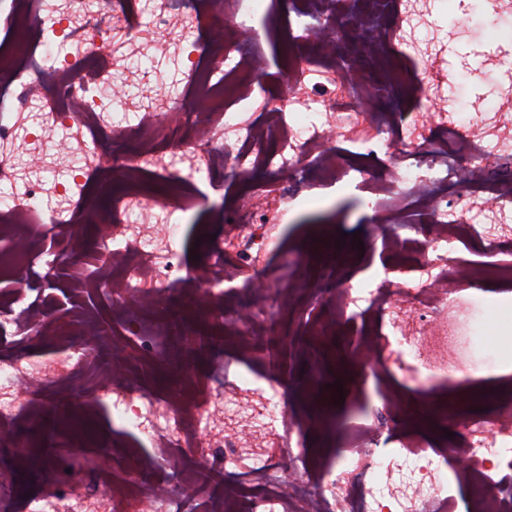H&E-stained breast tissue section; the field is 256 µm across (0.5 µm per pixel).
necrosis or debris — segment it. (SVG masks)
I'll return each instance as SVG.
<instances>
[{
  "mask_svg": "<svg viewBox=\"0 0 512 512\" xmlns=\"http://www.w3.org/2000/svg\"><path fill=\"white\" fill-rule=\"evenodd\" d=\"M415 16L399 0H0V273L12 287L0 312L22 337L0 336V465L10 486L38 450L29 435L43 421L48 386L74 391L70 418L86 425L111 400L122 422L147 440L128 478L94 484L103 465L126 454L101 445L48 462L61 476L30 512H512V375L485 386L471 355L477 316L451 311L465 283L512 284V108L449 120L410 111L420 100H457L455 75L434 79L410 39ZM284 64L270 72L266 47ZM143 67L128 70V57ZM385 99H367L371 83ZM164 84L161 99L129 89ZM352 146L329 150L331 138ZM25 143L24 156L14 150ZM228 174L247 200L215 205L226 232L205 241L207 259L182 260L179 193H149L145 177ZM111 182L107 208L92 207L85 178ZM362 182L392 203L374 210V243L391 277L362 285L350 256L333 257L313 289L306 249L285 246L283 228L303 188ZM85 223L108 225L88 238ZM282 253L292 277H266L264 257ZM67 265L72 312L56 319L55 296L30 298L35 256ZM97 256L108 275L88 273ZM108 296L112 322L89 312ZM323 307L295 349L314 336L357 330L360 350L377 351L367 371L378 413L345 419L341 442L323 453L298 448L280 474L291 430L320 428V415L290 413L279 384L259 375L303 300ZM192 305L230 352L240 395L188 397L197 372L192 348L173 357L177 379L153 391L139 370L153 364L144 337L186 335L164 312L172 297ZM56 346L32 359L30 342ZM487 400L476 417V397ZM460 430L433 443L440 428ZM468 459L466 469L454 465ZM206 464L207 504L195 497ZM386 474L388 487L367 482Z\"/></svg>",
  "mask_w": 512,
  "mask_h": 512,
  "instance_id": "necrosis-or-debris-1",
  "label": "necrosis or debris"
}]
</instances>
